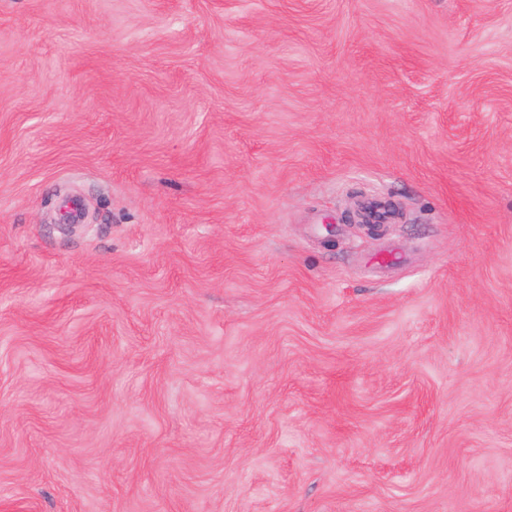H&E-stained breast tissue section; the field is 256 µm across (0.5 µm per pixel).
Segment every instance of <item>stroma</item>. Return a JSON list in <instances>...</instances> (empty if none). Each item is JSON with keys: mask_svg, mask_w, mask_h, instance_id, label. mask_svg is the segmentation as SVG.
Here are the masks:
<instances>
[{"mask_svg": "<svg viewBox=\"0 0 512 512\" xmlns=\"http://www.w3.org/2000/svg\"><path fill=\"white\" fill-rule=\"evenodd\" d=\"M0 512H512V0H0Z\"/></svg>", "mask_w": 512, "mask_h": 512, "instance_id": "35a3bbf8", "label": "stroma"}]
</instances>
